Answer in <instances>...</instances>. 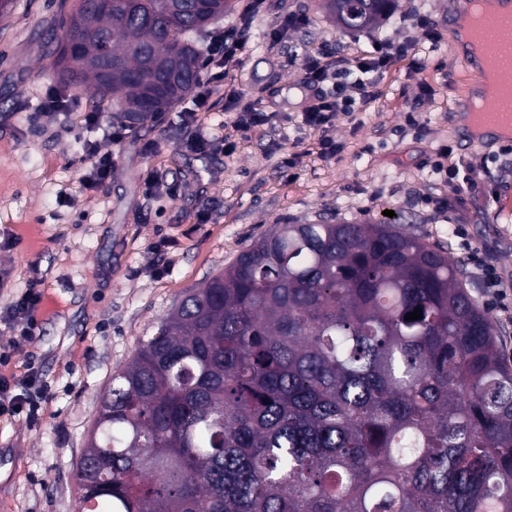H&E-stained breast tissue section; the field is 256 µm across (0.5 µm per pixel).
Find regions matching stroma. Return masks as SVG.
<instances>
[{"label":"stroma","mask_w":512,"mask_h":512,"mask_svg":"<svg viewBox=\"0 0 512 512\" xmlns=\"http://www.w3.org/2000/svg\"><path fill=\"white\" fill-rule=\"evenodd\" d=\"M74 0H14L0 17V307L32 281L45 303L32 338L8 366L38 368L48 387L40 419L0 416V512H78L76 471L98 399L112 373L156 330L188 291L203 286L273 225L325 218L400 225L449 249L464 262L469 290L499 329L512 366V299L489 304L464 242L485 248L512 281V153L498 141L466 140L450 113L473 75L448 31L453 0H398L379 29L341 32L318 0H264L247 31L249 51L214 91L203 128L231 125L238 112L271 113L265 136L241 131L233 154L185 149L178 115L192 99L141 119L118 144L83 125L90 109L39 114L54 71L56 20ZM307 25L271 44L279 16ZM425 16L435 39L411 26ZM413 41L414 61L376 73V96L340 116L329 131L336 157L320 155V132L305 128L303 59L326 43L352 60L371 38ZM100 141L116 168L109 184L86 187L83 146ZM153 142L155 150L141 147ZM468 179L449 185L431 163L440 154ZM175 184V195H144L147 173ZM206 223H198V212Z\"/></svg>","instance_id":"35a3bbf8"}]
</instances>
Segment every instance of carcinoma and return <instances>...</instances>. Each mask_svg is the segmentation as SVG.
<instances>
[{
    "label": "carcinoma",
    "instance_id": "cac0c4a2",
    "mask_svg": "<svg viewBox=\"0 0 512 512\" xmlns=\"http://www.w3.org/2000/svg\"><path fill=\"white\" fill-rule=\"evenodd\" d=\"M342 31L396 0H321ZM235 0H74L57 76L113 116L198 85ZM422 309V318L406 314ZM448 250L394 222L277 224L112 373L81 512H512V368Z\"/></svg>",
    "mask_w": 512,
    "mask_h": 512
}]
</instances>
